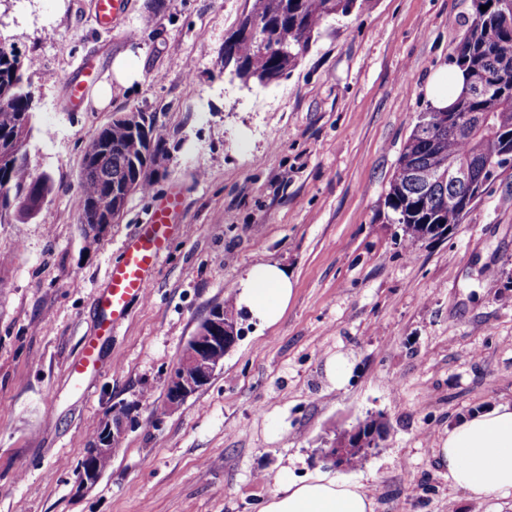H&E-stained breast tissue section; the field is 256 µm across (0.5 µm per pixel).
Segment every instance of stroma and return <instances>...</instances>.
<instances>
[{"label":"stroma","instance_id":"obj_1","mask_svg":"<svg viewBox=\"0 0 512 512\" xmlns=\"http://www.w3.org/2000/svg\"><path fill=\"white\" fill-rule=\"evenodd\" d=\"M251 7L126 0L106 29L94 0H0L36 104L28 160L54 182L45 218L0 224V512H260L283 471L336 475L320 458L326 434L369 416L388 434L347 476L376 512H471L434 450L461 418L512 403V166L440 238L408 243L386 196L472 0H363L265 87L219 58ZM90 57L112 99L68 110L66 83ZM121 57L139 63L133 81L116 79ZM130 110L158 116L167 152L151 192L90 249L76 211L83 148ZM175 193L183 209L148 293L77 393L67 367L99 319L93 298ZM263 262L294 281L283 316L268 326L239 309L213 380L164 411L183 345ZM339 355L340 386L326 367ZM118 405L134 424L79 489L84 449Z\"/></svg>","mask_w":512,"mask_h":512}]
</instances>
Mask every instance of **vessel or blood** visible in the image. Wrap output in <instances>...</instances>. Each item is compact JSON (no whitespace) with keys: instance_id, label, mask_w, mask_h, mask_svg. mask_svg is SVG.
I'll return each instance as SVG.
<instances>
[{"instance_id":"1","label":"vessel or blood","mask_w":512,"mask_h":512,"mask_svg":"<svg viewBox=\"0 0 512 512\" xmlns=\"http://www.w3.org/2000/svg\"><path fill=\"white\" fill-rule=\"evenodd\" d=\"M97 21L108 28L123 12L124 0H97ZM98 73L90 64H82L79 80L68 86L71 106L83 104L89 86L96 83ZM182 206L180 196H169L154 208L147 224L127 243L119 263L113 266L110 282L95 296L94 304L103 313L101 332H111L114 325L127 315L132 300L145 298L151 283V272L158 263L171 230V217ZM100 345L98 339L84 342L81 354L68 368V376L79 386L98 368Z\"/></svg>"}]
</instances>
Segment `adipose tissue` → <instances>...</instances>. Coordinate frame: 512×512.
<instances>
[{
    "instance_id": "obj_1",
    "label": "adipose tissue",
    "mask_w": 512,
    "mask_h": 512,
    "mask_svg": "<svg viewBox=\"0 0 512 512\" xmlns=\"http://www.w3.org/2000/svg\"><path fill=\"white\" fill-rule=\"evenodd\" d=\"M293 295V281L278 265L253 266L237 287V302L259 321L275 324ZM435 459L450 483L463 490L470 504L512 497V404L461 419L435 450ZM277 490L261 512H374V498L364 485L316 474L276 478Z\"/></svg>"
}]
</instances>
